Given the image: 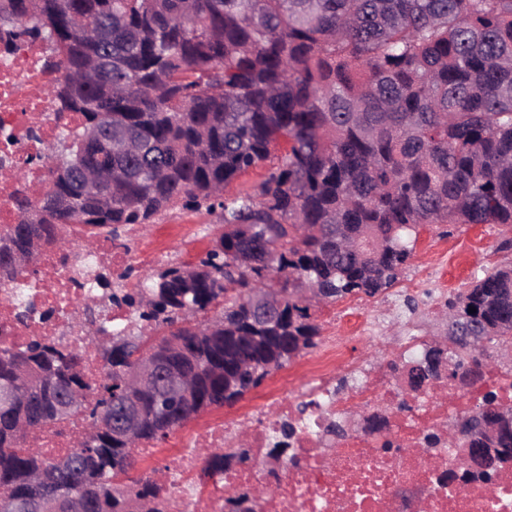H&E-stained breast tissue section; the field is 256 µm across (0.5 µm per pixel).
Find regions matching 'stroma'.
<instances>
[{"label":"stroma","mask_w":512,"mask_h":512,"mask_svg":"<svg viewBox=\"0 0 512 512\" xmlns=\"http://www.w3.org/2000/svg\"><path fill=\"white\" fill-rule=\"evenodd\" d=\"M169 224V261L193 263L211 247L222 228L206 212L174 210L162 218ZM512 238V227L500 224H472L446 230L441 224H427L418 230L413 257L397 285L404 288L401 315L387 316L378 338L358 337L355 321L381 313L388 294L376 297L349 296L312 309V320L320 336L352 337L353 354L363 364L375 362L381 353L398 355L410 329L433 338L444 335L448 322L444 304L450 294L466 288L472 278L485 271L512 263V250L501 249Z\"/></svg>","instance_id":"1"}]
</instances>
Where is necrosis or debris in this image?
Instances as JSON below:
<instances>
[{
	"mask_svg": "<svg viewBox=\"0 0 512 512\" xmlns=\"http://www.w3.org/2000/svg\"><path fill=\"white\" fill-rule=\"evenodd\" d=\"M46 44L0 45V226L14 224L13 169L30 156L55 145L59 127L40 61ZM141 228L128 226L122 245L102 241L96 254L110 264L112 280L123 285L129 268L163 261L162 244L140 246ZM39 281L27 292L37 314L26 324L15 320L16 288L0 283V334L11 342L40 338L60 346L76 345L85 352L89 375L100 372L89 337L88 318L79 299L92 279L84 251H41L36 260ZM345 337H335L305 361L300 372L312 382L313 404L307 411L287 400L289 379L274 381L261 401L240 409L238 416H214L198 422L178 455L168 488V512H211V503L243 495L261 483L277 487L255 512H512V462L497 471L493 485L442 483L448 469L461 467L460 449L449 447L448 431L465 410L475 407L487 389L512 404V368L495 370L465 391L456 403L447 380L430 381L411 393L390 365L364 373L359 384L340 386L337 365L345 359ZM382 414L387 426L359 432L354 415ZM293 428V450L287 458L267 454L286 428ZM246 444L249 465L197 484L194 473L203 448L233 449Z\"/></svg>",
	"mask_w": 512,
	"mask_h": 512,
	"instance_id": "obj_1",
	"label": "necrosis or debris"
}]
</instances>
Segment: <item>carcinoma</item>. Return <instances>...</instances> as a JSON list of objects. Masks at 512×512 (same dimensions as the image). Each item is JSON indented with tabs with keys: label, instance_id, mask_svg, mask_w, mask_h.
I'll return each mask as SVG.
<instances>
[{
	"label": "carcinoma",
	"instance_id": "carcinoma-1",
	"mask_svg": "<svg viewBox=\"0 0 512 512\" xmlns=\"http://www.w3.org/2000/svg\"><path fill=\"white\" fill-rule=\"evenodd\" d=\"M51 46L43 63L59 104L62 152L26 159L48 170L30 195L13 172L18 222L0 229V281L28 288L44 247L71 249L64 225L117 240L175 206L205 210L224 232L195 264L168 265L112 302L144 323L93 385L82 352L40 339L0 342V495L23 504L75 498L86 512H165L167 490L133 477L137 447L102 430L66 453L37 434L80 418L91 427L127 389L125 366L158 349L193 377L188 396L143 397L140 443L156 444L211 408L235 403L316 347L315 303L393 287L425 224L512 226V0H0V41ZM81 130H66L69 113ZM269 164L250 191L225 194ZM95 274L90 309L111 288ZM255 289L287 296L283 316L251 322ZM476 312H469L470 308ZM446 315L476 321L485 343L428 344L408 370L421 389L512 337V266L448 299ZM67 393L78 401L57 414ZM487 394L461 422L457 448H485L497 419ZM512 461V429L493 437ZM244 452L205 449L202 472L221 474Z\"/></svg>",
	"mask_w": 512,
	"mask_h": 512
}]
</instances>
